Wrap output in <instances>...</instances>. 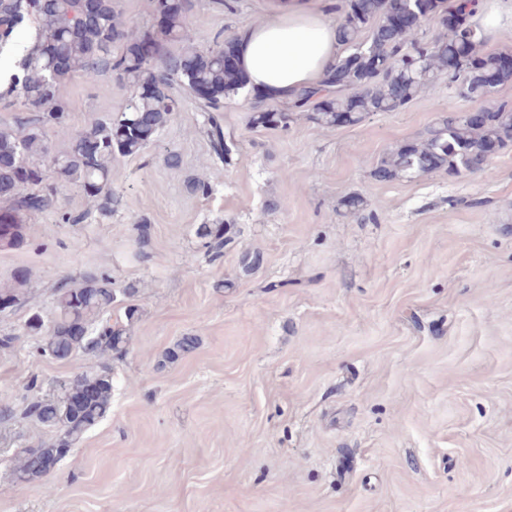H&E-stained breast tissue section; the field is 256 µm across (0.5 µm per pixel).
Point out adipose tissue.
Instances as JSON below:
<instances>
[{
    "mask_svg": "<svg viewBox=\"0 0 512 512\" xmlns=\"http://www.w3.org/2000/svg\"><path fill=\"white\" fill-rule=\"evenodd\" d=\"M271 18L244 30L236 62L249 89L269 97L320 86L340 50L336 28L307 0H273Z\"/></svg>",
    "mask_w": 512,
    "mask_h": 512,
    "instance_id": "1",
    "label": "adipose tissue"
}]
</instances>
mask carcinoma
I'll return each mask as SVG.
<instances>
[{"instance_id":"1","label":"carcinoma","mask_w":512,"mask_h":512,"mask_svg":"<svg viewBox=\"0 0 512 512\" xmlns=\"http://www.w3.org/2000/svg\"><path fill=\"white\" fill-rule=\"evenodd\" d=\"M152 21L133 26L122 20L119 0H99L89 11L82 0H0V51L7 49L24 23L37 26L15 73L0 81V103L15 112L0 125V213L15 218L11 246L20 245L23 228L50 212L59 224H84L93 212L110 215L119 203L112 193V159L141 154L180 110L173 86L203 88L208 100L198 107L206 114L213 154L226 159L231 145L224 136L220 112L224 102L246 88L237 67L236 38L197 44L191 15L194 0H152ZM338 24L340 55L326 72L332 93L321 96L304 89L297 101L278 111L254 112L261 127L286 130L305 118L324 126L356 125L377 113L396 112L420 94L448 81V90L472 103L487 100L497 88L512 83V66L504 53L482 52L484 36L453 0H343ZM452 22H445V15ZM404 16L407 22L396 19ZM437 20V32L428 30ZM110 75L130 91L123 112L94 119L85 129L71 130L68 88L77 77L94 81ZM52 131L67 139L64 151L53 154L46 143ZM512 144V108L501 104L485 121L471 124L448 117L417 141L383 155L372 171L380 181H410L445 171L458 176L473 171ZM65 186L79 188L90 207L67 211L60 204ZM203 247L211 260L224 256L231 243L230 226L206 228ZM25 278L0 283V298L20 304ZM116 299L112 277L87 274L62 282L55 290L56 316L44 324L38 315L28 329L44 336L43 356L70 361L79 355L126 352V325L137 310L125 311L126 322L103 318ZM84 325L90 334L75 331ZM112 372H77L56 385L49 399L36 398L22 415L55 431L53 442L18 449L15 478L32 483L51 473L48 465L62 460L82 435L109 413Z\"/></svg>"}]
</instances>
